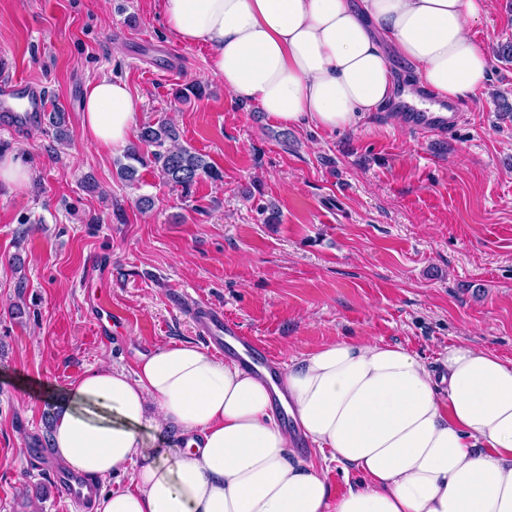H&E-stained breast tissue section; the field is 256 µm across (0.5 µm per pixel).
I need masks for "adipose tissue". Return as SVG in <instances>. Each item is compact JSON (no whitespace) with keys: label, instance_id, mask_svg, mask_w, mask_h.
<instances>
[{"label":"adipose tissue","instance_id":"obj_1","mask_svg":"<svg viewBox=\"0 0 512 512\" xmlns=\"http://www.w3.org/2000/svg\"><path fill=\"white\" fill-rule=\"evenodd\" d=\"M168 32L209 49L240 102L286 126L354 127L396 95L440 111L485 90L472 36L485 0H159ZM140 100L87 82L82 137L123 151ZM284 406L294 428L282 426ZM181 429L172 456L146 431ZM303 435L363 479L332 496L295 448ZM57 463L127 487L92 512H512V364L458 342L432 371L399 345L339 339L295 359L279 384L178 342L134 372L98 366L60 391Z\"/></svg>","mask_w":512,"mask_h":512}]
</instances>
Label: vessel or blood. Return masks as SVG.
<instances>
[{"label":"vessel or blood","instance_id":"vessel-or-blood-1","mask_svg":"<svg viewBox=\"0 0 512 512\" xmlns=\"http://www.w3.org/2000/svg\"><path fill=\"white\" fill-rule=\"evenodd\" d=\"M47 111V100L40 85L19 76L13 63L0 59V127L17 130L41 123ZM407 125L414 128L433 127L434 131L445 132L453 126V118H428L418 112H410L405 116ZM205 340L218 350H225L231 343H238L243 349L244 365L255 372H267L270 376H278L281 372L279 364L264 352L252 337L246 336L240 326L227 321L221 311L209 310L201 324ZM59 491L66 497L86 501L89 500L91 483L80 476L59 472L54 476Z\"/></svg>","mask_w":512,"mask_h":512}]
</instances>
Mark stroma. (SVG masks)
I'll return each mask as SVG.
<instances>
[{
	"label": "stroma",
	"instance_id": "35a3bbf8",
	"mask_svg": "<svg viewBox=\"0 0 512 512\" xmlns=\"http://www.w3.org/2000/svg\"><path fill=\"white\" fill-rule=\"evenodd\" d=\"M474 35L492 54L512 42V0H488ZM4 52L64 112L67 138L46 123L0 129V154L32 172L26 188L0 185V512H73L40 447L54 408L30 384L203 344L199 307L285 367L338 338L399 345L433 368L462 340L512 362V61L494 57L487 94L434 135L393 122L401 100L343 131L274 123L232 97L206 47L169 35L153 0H0ZM100 74L223 181L185 193L150 167L120 180L115 155L81 136L84 86ZM37 485L45 495L29 501Z\"/></svg>",
	"mask_w": 512,
	"mask_h": 512
}]
</instances>
